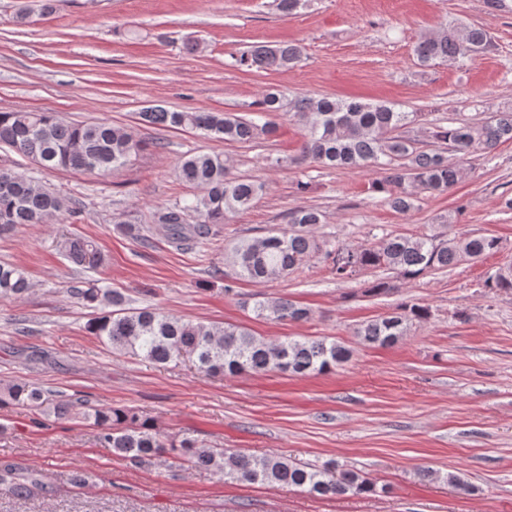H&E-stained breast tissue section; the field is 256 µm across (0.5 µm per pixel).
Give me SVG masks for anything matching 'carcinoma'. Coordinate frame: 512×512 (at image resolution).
<instances>
[{"label": "carcinoma", "mask_w": 512, "mask_h": 512, "mask_svg": "<svg viewBox=\"0 0 512 512\" xmlns=\"http://www.w3.org/2000/svg\"><path fill=\"white\" fill-rule=\"evenodd\" d=\"M492 47L483 26L449 25L420 37L416 55L422 65L440 62L461 67L477 53ZM302 58L295 44L258 45L236 59L249 70L278 71L296 66ZM277 91L266 93L259 103L258 118L232 112L168 111L157 107L141 113L144 122L163 127L186 128L235 143H251L275 132L269 116L284 111ZM295 122L304 134L300 159L324 168L379 169L384 180L378 190L388 192L386 203L396 212L415 208L420 193H445L464 182L468 169L458 156L473 151L489 152L512 142V111L492 112L481 122L462 121L454 127L429 128L430 144L410 135L415 112H399L385 103L323 95L303 97L291 106ZM0 144L13 148L44 170L72 169L99 176L131 162L140 143L121 127L107 122L75 124L53 112H0ZM180 180L200 194L165 207L150 217L161 224L169 242L188 245L220 233L229 216L249 208L264 185L231 174L230 161L213 152H197L181 160ZM81 204L6 167H0V231L17 224H43L65 214L76 217ZM323 214L302 206L288 212L286 227L260 237H242L225 244V259L238 277L254 282H274L300 268L323 251L332 272L346 278L367 267L386 266L401 279H412L432 270L478 260L500 248L493 236L458 237L440 232L417 236L386 234L360 249L326 248L316 236ZM69 260L85 268H98L104 257L93 241L81 237L64 240ZM486 287L512 291V265L489 274ZM24 271L0 263V297L27 292ZM67 293L93 312L84 330L113 350L140 353L167 365L188 359L207 375L233 376L243 372H288L293 375L324 373L346 362L353 349L325 339L288 338L267 342L247 328L234 324L193 322L167 315L156 308L134 307L117 289L101 288L93 280L69 282ZM255 315L275 321L300 322L312 311L294 301L265 297L254 302ZM428 310L405 302L388 314L361 324L356 335L369 345L389 346L407 335ZM15 404L42 417H69L96 428L102 448L138 465L171 455L182 467L209 470L226 483H260L295 488L320 497L377 492V486L361 472L335 462L320 467L275 454L256 457L241 451L227 452L218 446L179 441L156 430L133 408L111 409L74 401L56 391L14 384L0 391V404ZM0 484L22 494L41 485L16 467H0Z\"/></svg>", "instance_id": "carcinoma-1"}]
</instances>
